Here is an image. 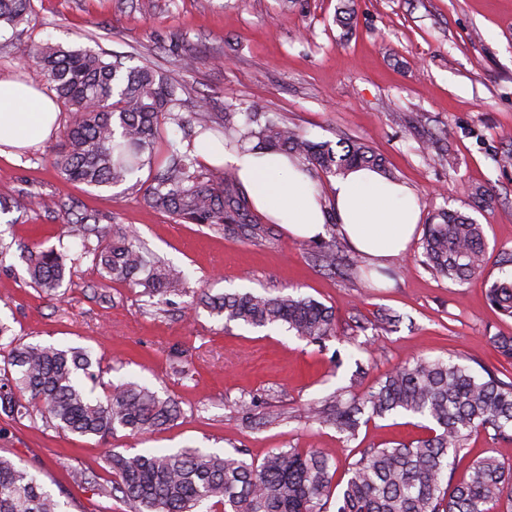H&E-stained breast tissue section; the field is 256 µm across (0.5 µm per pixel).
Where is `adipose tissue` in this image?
Returning a JSON list of instances; mask_svg holds the SVG:
<instances>
[{
	"mask_svg": "<svg viewBox=\"0 0 512 512\" xmlns=\"http://www.w3.org/2000/svg\"><path fill=\"white\" fill-rule=\"evenodd\" d=\"M57 119L50 97L20 82L0 79V146L42 144ZM200 152L206 161L236 169L256 209L285 226L293 237L308 241L323 237L326 214L334 212L341 234L371 263L382 265L404 252L420 220L412 190L372 169L357 168L336 178L331 195L325 197L301 163L286 154L229 153L218 143L202 145Z\"/></svg>",
	"mask_w": 512,
	"mask_h": 512,
	"instance_id": "obj_1",
	"label": "adipose tissue"
}]
</instances>
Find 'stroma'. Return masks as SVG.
<instances>
[{
	"mask_svg": "<svg viewBox=\"0 0 512 512\" xmlns=\"http://www.w3.org/2000/svg\"><path fill=\"white\" fill-rule=\"evenodd\" d=\"M339 0H33L22 38L73 44L147 64L179 85L182 109L220 114L256 104L308 139L351 138L383 158L393 179L417 196L421 223L447 208L484 227L489 260L478 280L459 284L434 276L419 242L383 269L361 262L343 273L316 264L306 241L250 211L265 236L246 240L215 227L177 221L146 208L127 185L94 188L65 179L54 166L65 146L64 122L41 145L0 155V201L35 193L55 201L47 211H0V321L17 343L90 350L100 362L103 396L110 383L136 382L171 397L181 416L142 437L118 431L80 437L41 418L0 414V455L22 460L67 512H134L112 489L111 452L244 450L259 462L273 449L330 450L335 481L366 448L425 437L408 415L362 424L355 439L310 421L309 402L351 385L356 363L368 374L356 393L413 358L462 355L474 370L512 380L493 337L512 336V317L488 300L512 253V0H351L348 26L336 22ZM193 57L184 67V57ZM455 166H448L447 156ZM484 190L480 203L471 189ZM100 225L126 232L181 267L185 290L149 304L139 289L105 279L93 260L96 235H67L69 207ZM63 252L71 278L51 299L29 283L22 246ZM330 307L335 338L318 346L282 329L225 324L196 303L201 291L278 294L291 289ZM399 315L380 327L382 312ZM285 419L262 423L264 412ZM492 455L512 464V442L473 432L455 473L463 479ZM93 484L73 481V471Z\"/></svg>",
	"mask_w": 512,
	"mask_h": 512,
	"instance_id": "1",
	"label": "stroma"
}]
</instances>
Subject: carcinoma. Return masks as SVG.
Wrapping results in <instances>:
<instances>
[{
  "label": "carcinoma",
  "instance_id": "cac0c4a2",
  "mask_svg": "<svg viewBox=\"0 0 512 512\" xmlns=\"http://www.w3.org/2000/svg\"><path fill=\"white\" fill-rule=\"evenodd\" d=\"M33 0H0V26L13 30L30 23ZM13 48L23 60L36 59L37 76L69 112L67 147L55 165L71 181L91 187L141 182L147 171L143 204L192 224L224 227L228 236L255 235L245 223L248 200L234 171L198 169L195 144L213 135L228 151L277 150L329 175L356 167L386 173L382 160L364 143L345 142L337 151L326 142L306 138L254 106L217 116L203 110L180 111L175 86L148 65L124 68L105 54L45 42L33 46L18 39ZM166 149L158 153L160 142ZM48 210L55 204L27 193L10 208ZM94 216L77 213L69 232L84 236ZM95 260L109 280L142 288V295L175 294L183 289L184 272L150 257L126 233L99 230ZM315 259L350 270L357 260L342 254L336 234L312 242ZM430 271L455 283L478 277L485 265L483 225L445 208L439 209L421 240ZM30 282L54 296L67 278L65 255L39 247L25 257ZM492 306L512 317V276L489 289ZM199 304L211 314L251 328L284 327L312 343L335 336L333 312L294 293H201ZM10 327L0 321V348H10L0 373V413L24 418L30 409L64 432L105 438L124 430L131 436L158 431L181 416L171 398L137 383L110 386L104 398H92L96 384L91 354L41 343L14 344ZM309 417L347 439L361 420L406 414L427 419L428 435L409 444L367 448L347 472L336 512H492L505 501L512 508V465L486 456L468 477L453 481L455 464L470 434L493 431L492 439L512 441V381L487 373L483 378L453 359L416 358L390 370L376 388L359 396L344 391L312 402ZM108 464L118 477L113 490L135 512H198L205 502L222 512H327L332 494L334 460L325 451L275 449L259 463L244 452H207L183 448L176 453L114 452ZM64 504L45 489L38 476L15 460L0 456V512H64Z\"/></svg>",
  "mask_w": 512,
  "mask_h": 512
}]
</instances>
